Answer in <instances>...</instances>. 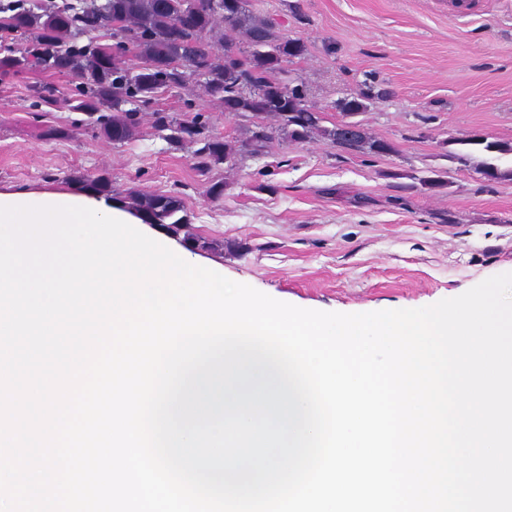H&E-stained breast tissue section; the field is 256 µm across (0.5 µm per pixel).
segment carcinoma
<instances>
[{
  "label": "carcinoma",
  "mask_w": 512,
  "mask_h": 512,
  "mask_svg": "<svg viewBox=\"0 0 512 512\" xmlns=\"http://www.w3.org/2000/svg\"><path fill=\"white\" fill-rule=\"evenodd\" d=\"M248 0H0V71L4 74L38 70L71 77L65 97L50 82L32 86L36 106L49 115L60 102L82 114L74 123L120 144L140 130V114L165 90L184 87L194 76L205 95L226 112L248 113L254 130L241 145L208 133V121L197 112L181 120L169 112H152L153 126L169 131L166 139L192 148L194 166L202 173L232 162L243 154L258 156L274 134L291 141L320 135L348 149L367 148L373 154L394 151L391 143L360 131L341 140L336 128L321 126V113L307 104L303 84L287 82L286 66L306 53L299 38L276 32L269 19L251 13ZM242 40H224V53L213 50L218 26ZM112 38L107 43L102 36ZM373 87L339 103L343 112H363ZM275 117L277 127L267 124ZM483 145L490 160L481 171L496 180L512 179V168L493 163L512 146L494 141ZM73 179L120 202L158 224L192 249H219L223 244L189 232L191 217L176 193L117 191L112 179L100 175Z\"/></svg>",
  "instance_id": "carcinoma-1"
}]
</instances>
